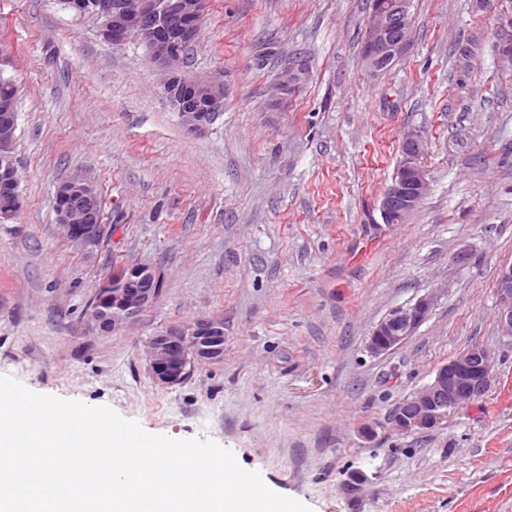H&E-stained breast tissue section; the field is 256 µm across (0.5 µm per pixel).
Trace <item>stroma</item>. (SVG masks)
<instances>
[{"label":"stroma","instance_id":"stroma-1","mask_svg":"<svg viewBox=\"0 0 512 512\" xmlns=\"http://www.w3.org/2000/svg\"><path fill=\"white\" fill-rule=\"evenodd\" d=\"M366 0H209L188 70L224 79V109L188 134L135 42L111 45L61 0H0V76L19 89L22 208L0 222V375L112 408L146 432L211 440L312 512H512V343L496 281L512 265V65L494 51L512 0H412L386 74L360 61ZM307 79L268 111L293 60ZM431 188L402 224L379 199L406 131ZM102 192L92 255L59 237L67 177ZM149 265L154 303L93 333L113 262ZM434 294L399 348L369 353L392 309ZM224 322V357L177 386L149 336ZM479 344L488 391L435 425L392 412Z\"/></svg>","mask_w":512,"mask_h":512}]
</instances>
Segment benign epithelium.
Returning <instances> with one entry per match:
<instances>
[{
	"label": "benign epithelium",
	"mask_w": 512,
	"mask_h": 512,
	"mask_svg": "<svg viewBox=\"0 0 512 512\" xmlns=\"http://www.w3.org/2000/svg\"><path fill=\"white\" fill-rule=\"evenodd\" d=\"M80 17L99 21V36L120 46L137 42L149 52L150 61L164 75L163 94L177 113L184 129L201 135L224 108V80L220 76H190L188 50L198 40L208 0H67ZM410 0H391L371 9L361 47L363 66L380 76L402 57L410 45ZM500 59L512 63V18L499 36ZM306 74L303 64L291 63L278 76L270 107H279L288 90L297 88ZM17 111L0 101V218L14 217L21 207L18 170L14 161ZM400 159L379 199L383 222L407 220L429 189L421 165L424 142L409 132L400 147ZM57 230L71 245L90 254L104 236L93 186L73 176L61 182L53 198ZM100 298L87 311L90 326L100 333L116 332L135 320L158 295L152 268L135 264L121 282L104 281ZM499 325L502 336L512 342V266L502 269L497 280ZM434 296L419 298L408 306L393 309L379 321L367 338L374 355L401 346L426 321ZM149 366L156 382L165 386L183 383L195 364L216 361L224 355V322L203 319L188 333L163 332L145 342ZM492 370L490 352L472 345L439 366L433 380L412 397L399 403L393 419L403 430L434 425L448 411L481 398L488 390Z\"/></svg>",
	"instance_id": "obj_1"
}]
</instances>
